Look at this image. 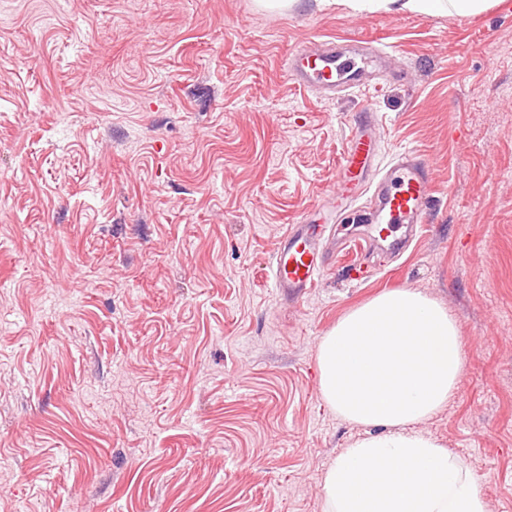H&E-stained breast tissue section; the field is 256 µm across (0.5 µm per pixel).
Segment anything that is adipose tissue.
Listing matches in <instances>:
<instances>
[{"label":"adipose tissue","mask_w":512,"mask_h":512,"mask_svg":"<svg viewBox=\"0 0 512 512\" xmlns=\"http://www.w3.org/2000/svg\"><path fill=\"white\" fill-rule=\"evenodd\" d=\"M390 12L468 16L492 0H370ZM455 319L415 288L383 291L318 341L321 395L367 428L322 479L324 512H488L470 471L416 426L445 409L467 366Z\"/></svg>","instance_id":"1"}]
</instances>
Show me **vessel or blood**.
I'll list each match as a JSON object with an SVG mask.
<instances>
[{
	"label": "vessel or blood",
	"mask_w": 512,
	"mask_h": 512,
	"mask_svg": "<svg viewBox=\"0 0 512 512\" xmlns=\"http://www.w3.org/2000/svg\"><path fill=\"white\" fill-rule=\"evenodd\" d=\"M385 57V52L378 51L358 60L326 40L318 49H297L287 72L305 89L332 94L360 90ZM375 126L373 113H361L345 143L336 169V210L345 212L361 195L370 194L369 220L375 239L401 253L413 231L425 222L432 195L430 166L415 152L405 150L393 158L389 176L376 179ZM323 224L321 213L305 212L275 249L270 270L273 286L283 299H301L317 287L326 265Z\"/></svg>",
	"instance_id": "obj_1"
}]
</instances>
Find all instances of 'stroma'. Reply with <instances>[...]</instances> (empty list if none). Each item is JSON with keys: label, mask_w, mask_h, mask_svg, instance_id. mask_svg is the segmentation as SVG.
<instances>
[{"label": "stroma", "mask_w": 512, "mask_h": 512, "mask_svg": "<svg viewBox=\"0 0 512 512\" xmlns=\"http://www.w3.org/2000/svg\"><path fill=\"white\" fill-rule=\"evenodd\" d=\"M393 47L373 86L287 77L316 37ZM434 181L425 227L361 283L342 259L297 303L268 276L330 209L355 113ZM415 288L468 364L420 423L512 512V0L470 16L259 0H0V512H324L365 428L317 344Z\"/></svg>", "instance_id": "1"}]
</instances>
